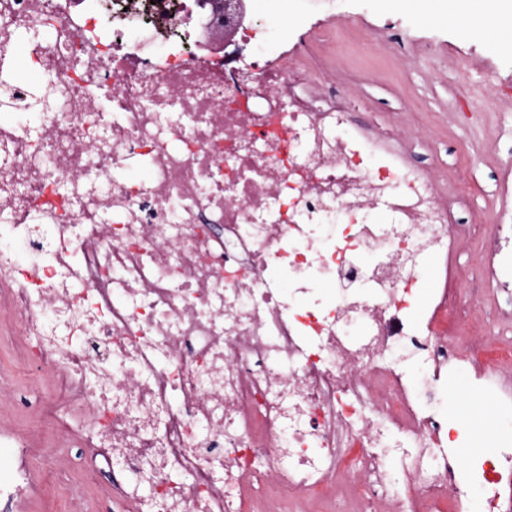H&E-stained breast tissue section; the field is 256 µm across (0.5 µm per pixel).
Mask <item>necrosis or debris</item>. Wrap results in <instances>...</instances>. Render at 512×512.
Instances as JSON below:
<instances>
[{"mask_svg":"<svg viewBox=\"0 0 512 512\" xmlns=\"http://www.w3.org/2000/svg\"><path fill=\"white\" fill-rule=\"evenodd\" d=\"M98 9L0 0V72L18 34L40 32L31 53L56 100L35 136L6 115L26 84L0 97V337L15 353L0 397L44 386L36 432L63 441L82 422L133 512L328 500L350 474L358 512H512V437L474 466L473 503L424 407L460 356L465 182L441 192L397 130L358 122L352 77L319 52L239 73L184 58L222 20L213 0H112L140 23L125 36L97 28ZM134 159L148 184L121 179ZM399 344L431 370L424 392ZM37 490L19 450L0 499Z\"/></svg>","mask_w":512,"mask_h":512,"instance_id":"1","label":"necrosis or debris"}]
</instances>
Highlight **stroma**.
Listing matches in <instances>:
<instances>
[{
    "instance_id": "1",
    "label": "stroma",
    "mask_w": 512,
    "mask_h": 512,
    "mask_svg": "<svg viewBox=\"0 0 512 512\" xmlns=\"http://www.w3.org/2000/svg\"><path fill=\"white\" fill-rule=\"evenodd\" d=\"M282 9L295 24L287 38L269 37ZM250 19L255 37L244 41V55L250 60L264 49L274 67L302 63L305 49H320L326 32L340 34L330 52L336 66L362 67L365 119L411 133L420 168L463 169L468 197L456 219L471 230L454 257L462 279L476 277L498 224L512 225V52L461 40L451 24L425 22L395 0H255ZM406 96L420 99L423 110L404 111ZM466 315L481 324L485 342L512 340V296H488ZM83 464L79 443L70 440L58 462L63 478L57 487L48 488L45 499L0 512H42L44 500L66 494L75 477L91 486L111 482L110 464L98 461L90 478Z\"/></svg>"
}]
</instances>
